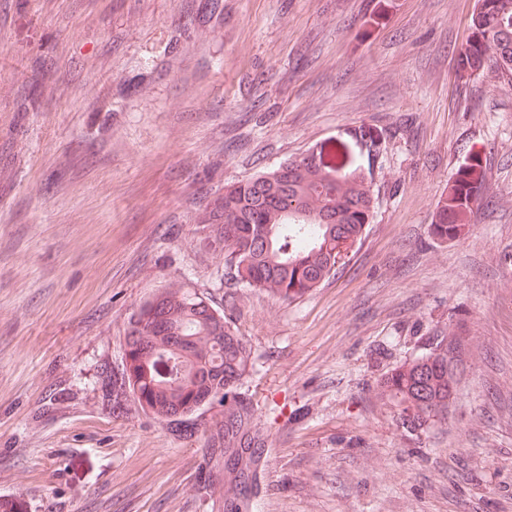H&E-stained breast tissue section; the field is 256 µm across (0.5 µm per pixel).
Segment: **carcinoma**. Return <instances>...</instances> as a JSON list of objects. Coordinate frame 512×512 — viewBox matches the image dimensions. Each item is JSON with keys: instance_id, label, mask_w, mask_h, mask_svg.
I'll return each mask as SVG.
<instances>
[{"instance_id": "obj_1", "label": "carcinoma", "mask_w": 512, "mask_h": 512, "mask_svg": "<svg viewBox=\"0 0 512 512\" xmlns=\"http://www.w3.org/2000/svg\"><path fill=\"white\" fill-rule=\"evenodd\" d=\"M458 61L469 80L512 78V0H476ZM41 94L42 85L30 87L18 111L37 109ZM484 179L481 159L470 156L436 203L435 239L464 235ZM375 202L372 183L335 145L224 186L200 224L224 254L228 281L295 301L335 276L362 240ZM121 350L106 390L112 407L131 400L180 433H202L204 447L241 460L237 470L224 468V504L251 512L246 488L267 435L249 393L251 349L225 310L180 286L166 288L130 315ZM463 354L462 337H438L426 354L377 379L371 401L410 437L447 424Z\"/></svg>"}]
</instances>
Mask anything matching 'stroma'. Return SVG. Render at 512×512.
I'll use <instances>...</instances> for the list:
<instances>
[{"label": "stroma", "mask_w": 512, "mask_h": 512, "mask_svg": "<svg viewBox=\"0 0 512 512\" xmlns=\"http://www.w3.org/2000/svg\"><path fill=\"white\" fill-rule=\"evenodd\" d=\"M475 4L224 0L190 28L186 0H0V498L224 512L202 437L101 389L129 314L179 284L252 349L251 512H512V80H457ZM335 141L377 190L362 242L296 301L229 286L206 206ZM473 153L483 203L437 243ZM457 325L448 424L405 437L367 389Z\"/></svg>", "instance_id": "1"}]
</instances>
